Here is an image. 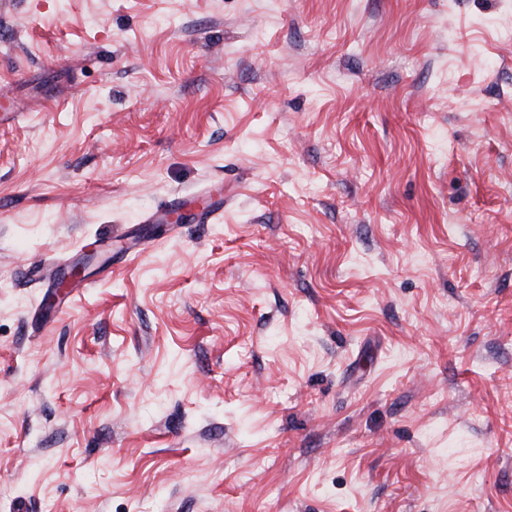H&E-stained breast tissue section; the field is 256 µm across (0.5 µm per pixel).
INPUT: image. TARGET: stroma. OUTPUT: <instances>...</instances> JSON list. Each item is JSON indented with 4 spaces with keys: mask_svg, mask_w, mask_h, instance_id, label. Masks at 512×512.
Segmentation results:
<instances>
[{
    "mask_svg": "<svg viewBox=\"0 0 512 512\" xmlns=\"http://www.w3.org/2000/svg\"><path fill=\"white\" fill-rule=\"evenodd\" d=\"M509 31L0 0V512H512Z\"/></svg>",
    "mask_w": 512,
    "mask_h": 512,
    "instance_id": "1",
    "label": "stroma"
}]
</instances>
